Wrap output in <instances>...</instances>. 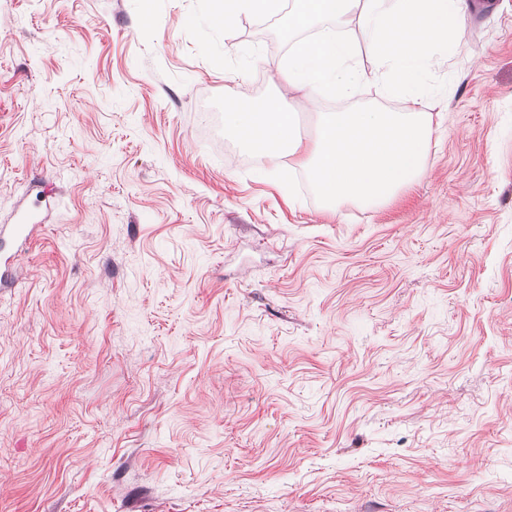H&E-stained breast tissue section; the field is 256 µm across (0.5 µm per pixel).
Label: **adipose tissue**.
Wrapping results in <instances>:
<instances>
[{"label": "adipose tissue", "instance_id": "1", "mask_svg": "<svg viewBox=\"0 0 512 512\" xmlns=\"http://www.w3.org/2000/svg\"><path fill=\"white\" fill-rule=\"evenodd\" d=\"M468 9V0H215V26L231 28L244 14L281 13L288 29V54L278 65L288 95L256 107L229 104L224 126L258 171L298 158L328 209L385 203L425 169L433 115L420 109L418 89L435 53L463 31ZM364 54L372 66L362 64ZM373 83L402 109L319 112L313 139L296 137L290 94L312 104L341 101Z\"/></svg>", "mask_w": 512, "mask_h": 512}]
</instances>
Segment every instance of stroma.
<instances>
[{"label":"stroma","instance_id":"35a3bbf8","mask_svg":"<svg viewBox=\"0 0 512 512\" xmlns=\"http://www.w3.org/2000/svg\"><path fill=\"white\" fill-rule=\"evenodd\" d=\"M211 10L0 0V512H512V0L436 52L423 175L335 212L224 131L280 17Z\"/></svg>","mask_w":512,"mask_h":512}]
</instances>
